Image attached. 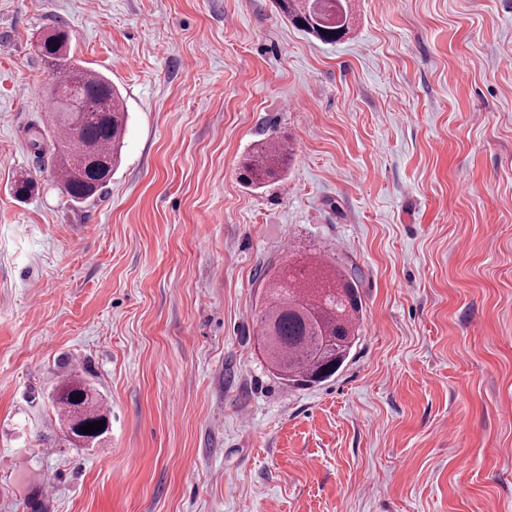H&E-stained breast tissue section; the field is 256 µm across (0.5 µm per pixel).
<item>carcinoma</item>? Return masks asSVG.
<instances>
[{
  "label": "carcinoma",
  "instance_id": "obj_1",
  "mask_svg": "<svg viewBox=\"0 0 512 512\" xmlns=\"http://www.w3.org/2000/svg\"><path fill=\"white\" fill-rule=\"evenodd\" d=\"M298 30L322 43L339 41L350 17L334 19L318 0H275ZM70 33L57 27L44 36L38 54L57 73L51 89L49 131L63 192L82 203L112 179L126 129L123 98L112 81L69 55ZM293 154L289 141L270 135L242 162L251 186L277 182ZM259 336L272 374L286 385L320 384L339 371L359 339L362 305L355 272L320 259L296 273L275 272L268 279ZM71 439L84 436L89 422L109 421L93 388L65 379L50 396Z\"/></svg>",
  "mask_w": 512,
  "mask_h": 512
}]
</instances>
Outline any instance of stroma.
Returning <instances> with one entry per match:
<instances>
[{"label":"stroma","instance_id":"1","mask_svg":"<svg viewBox=\"0 0 512 512\" xmlns=\"http://www.w3.org/2000/svg\"><path fill=\"white\" fill-rule=\"evenodd\" d=\"M349 8L325 44L275 0H0V512H512V0ZM57 25L128 112L80 204L30 145ZM273 132L285 178L245 186ZM314 258L357 269L363 322L287 387L261 298ZM80 394V398L76 395ZM54 410L57 412L62 425L67 428L70 439L86 436L103 438L109 432V418L102 407L93 388L80 380L67 378L56 388L54 394L49 397ZM105 421L102 430L96 433L84 434L81 427L89 422Z\"/></svg>","mask_w":512,"mask_h":512}]
</instances>
